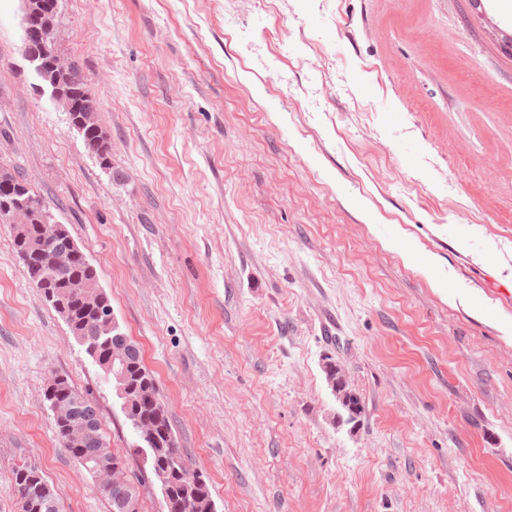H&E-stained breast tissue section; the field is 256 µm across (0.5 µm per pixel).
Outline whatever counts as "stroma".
<instances>
[{"instance_id": "obj_1", "label": "stroma", "mask_w": 512, "mask_h": 512, "mask_svg": "<svg viewBox=\"0 0 512 512\" xmlns=\"http://www.w3.org/2000/svg\"><path fill=\"white\" fill-rule=\"evenodd\" d=\"M22 15L0 0V167L96 267L217 512H512V0H60L108 169L36 91ZM54 375L138 444L0 224V512L23 461L107 512ZM329 359L333 364L331 367H328L327 364H323V371L325 373L326 381L331 389L332 387H335L338 391L345 393L340 395V406L348 411L350 415L349 420L354 422V425H356L358 423L357 419L360 415L358 412V407H361V404H355L353 396L347 394L354 392L350 387L345 372L340 366L336 364V361L332 357ZM337 385L339 387H337ZM362 405L363 408L361 407V413L364 414L365 406L363 402Z\"/></svg>"}]
</instances>
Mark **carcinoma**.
Segmentation results:
<instances>
[{
  "label": "carcinoma",
  "instance_id": "cac0c4a2",
  "mask_svg": "<svg viewBox=\"0 0 512 512\" xmlns=\"http://www.w3.org/2000/svg\"><path fill=\"white\" fill-rule=\"evenodd\" d=\"M70 67L74 90L70 121L74 124L79 117L85 120L78 133L88 153L96 157H110L112 141L105 135L99 122L96 113L98 102L87 90L80 68L74 63ZM0 174L6 175L23 189L32 209V218L27 228L22 232L12 231L14 252L23 271L40 295L47 298L46 304L58 315L67 316L70 322L89 336L100 333L107 326L101 306L102 302L109 301V297L96 288L99 279L97 269L81 258L74 260L69 268H59L52 264V256L67 249L72 241L71 234L67 232L63 238L53 241L42 240L40 224L44 218L52 215L49 204L16 172L1 168ZM97 354L105 358L122 356L126 359V374L132 398V412L126 416V420L140 441H152L155 444V456L146 472L131 471L129 462L142 456L147 449L112 448V461L123 464L120 474L133 476L140 490H132L122 484L103 494L109 512H123L120 504L129 495L138 500L137 512H144L145 492L148 486L160 484L162 474L166 479L165 496L162 497V506L166 512H214L216 505L209 477L180 447L171 426L166 400L153 371L146 366L139 346L130 339L126 345H100ZM323 371L329 387H335L343 393L352 392L340 366L325 365ZM48 387L54 388L55 398L76 404L81 415L94 423L87 435L74 441L72 437L80 436L81 433L78 421L53 418L58 443L73 460L81 464L87 458L100 455L101 449L111 448L110 441L102 432L99 409L92 399L65 378L59 382L51 380ZM10 490L27 491L31 507L22 512H58L52 488L41 471L34 470L31 463L24 462L13 467Z\"/></svg>",
  "mask_w": 512,
  "mask_h": 512
}]
</instances>
